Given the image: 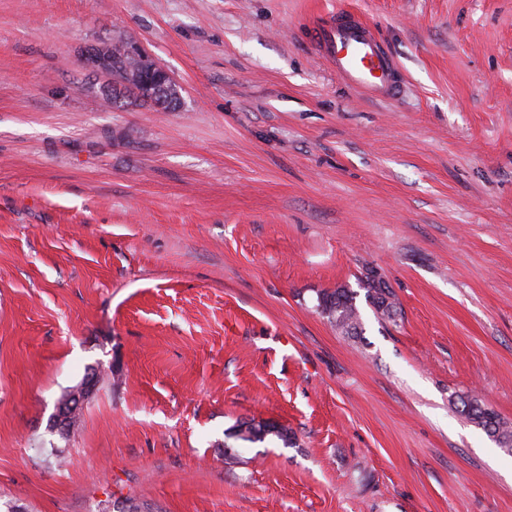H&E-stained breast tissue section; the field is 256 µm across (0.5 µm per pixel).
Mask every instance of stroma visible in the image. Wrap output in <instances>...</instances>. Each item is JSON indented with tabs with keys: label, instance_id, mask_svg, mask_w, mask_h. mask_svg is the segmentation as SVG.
<instances>
[{
	"label": "stroma",
	"instance_id": "35a3bbf8",
	"mask_svg": "<svg viewBox=\"0 0 512 512\" xmlns=\"http://www.w3.org/2000/svg\"><path fill=\"white\" fill-rule=\"evenodd\" d=\"M339 9L395 98L315 51ZM117 40L178 108L106 96L82 58ZM462 394L512 423V0H0V512H512ZM250 420L292 445L226 464ZM366 300L377 316L384 321H395L398 307L394 294L386 282L374 275L367 276L365 282ZM355 300L356 296L352 291L337 288L333 292H324L318 296L317 310L341 333L358 336L362 331V321ZM96 381L97 374L94 371L58 402L56 413L52 419V430L60 435L65 433L68 425L77 419L86 399L94 391Z\"/></svg>",
	"mask_w": 512,
	"mask_h": 512
}]
</instances>
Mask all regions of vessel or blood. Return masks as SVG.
I'll use <instances>...</instances> for the list:
<instances>
[{"mask_svg": "<svg viewBox=\"0 0 512 512\" xmlns=\"http://www.w3.org/2000/svg\"><path fill=\"white\" fill-rule=\"evenodd\" d=\"M320 54L336 74L351 87L371 95H391L396 90L393 65L370 29L362 20H326L312 30Z\"/></svg>", "mask_w": 512, "mask_h": 512, "instance_id": "b4317fda", "label": "vessel or blood"}]
</instances>
